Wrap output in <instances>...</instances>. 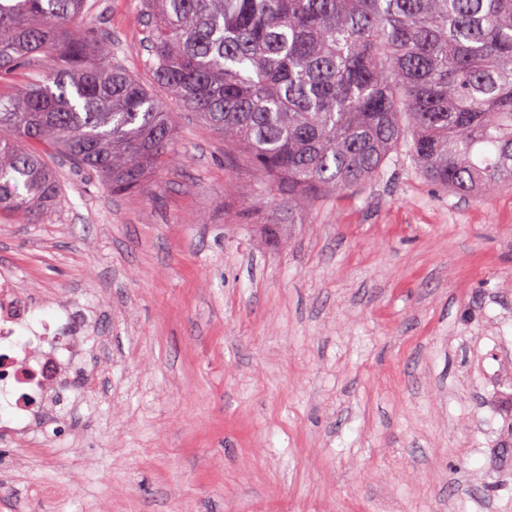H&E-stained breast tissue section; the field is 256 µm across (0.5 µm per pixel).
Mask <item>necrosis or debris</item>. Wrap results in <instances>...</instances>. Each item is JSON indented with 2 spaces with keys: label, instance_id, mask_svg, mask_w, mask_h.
<instances>
[{
  "label": "necrosis or debris",
  "instance_id": "1",
  "mask_svg": "<svg viewBox=\"0 0 512 512\" xmlns=\"http://www.w3.org/2000/svg\"><path fill=\"white\" fill-rule=\"evenodd\" d=\"M82 331L66 310L51 321L33 316L30 294L12 276H0V433L25 439L51 429L56 400L73 378Z\"/></svg>",
  "mask_w": 512,
  "mask_h": 512
}]
</instances>
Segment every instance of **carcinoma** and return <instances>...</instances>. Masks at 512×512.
I'll return each instance as SVG.
<instances>
[{"label": "carcinoma", "instance_id": "cac0c4a2", "mask_svg": "<svg viewBox=\"0 0 512 512\" xmlns=\"http://www.w3.org/2000/svg\"><path fill=\"white\" fill-rule=\"evenodd\" d=\"M155 80L297 194H358L391 162L463 197L512 184V0H140ZM86 0H0V72L49 56L0 97V209L31 222L61 187L45 151L115 196L164 167L175 118L80 30Z\"/></svg>", "mask_w": 512, "mask_h": 512}]
</instances>
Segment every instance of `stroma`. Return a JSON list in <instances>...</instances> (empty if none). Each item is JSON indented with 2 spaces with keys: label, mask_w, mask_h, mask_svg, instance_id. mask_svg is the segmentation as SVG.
Returning a JSON list of instances; mask_svg holds the SVG:
<instances>
[{
  "label": "stroma",
  "mask_w": 512,
  "mask_h": 512,
  "mask_svg": "<svg viewBox=\"0 0 512 512\" xmlns=\"http://www.w3.org/2000/svg\"><path fill=\"white\" fill-rule=\"evenodd\" d=\"M113 59L177 117L144 191L47 156L57 206L0 211V271L82 308L59 436L0 433V512H512V188L467 199L409 162L296 201L288 247L237 149L157 86L140 0H88Z\"/></svg>",
  "instance_id": "1"
}]
</instances>
